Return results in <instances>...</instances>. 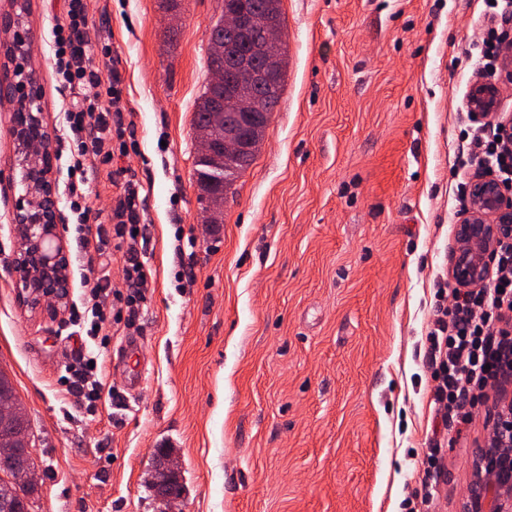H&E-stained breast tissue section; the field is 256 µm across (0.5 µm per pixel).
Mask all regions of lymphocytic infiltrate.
<instances>
[{
	"instance_id": "lymphocytic-infiltrate-1",
	"label": "lymphocytic infiltrate",
	"mask_w": 512,
	"mask_h": 512,
	"mask_svg": "<svg viewBox=\"0 0 512 512\" xmlns=\"http://www.w3.org/2000/svg\"><path fill=\"white\" fill-rule=\"evenodd\" d=\"M66 18L52 29L53 69L59 82L78 87L82 97L64 111L70 137L57 156L65 160L71 214V231L86 251L108 260L113 250L124 253V291L113 290L105 272L81 269L83 300L72 305L69 319L87 337L85 354L66 365L65 392L79 405L95 410L105 399L118 398L117 388L107 384L99 352L110 342L115 304L125 308L127 325H134L146 301L152 274L138 248L145 239L144 187L135 178L120 182V194L109 225L95 224L88 189L89 159L125 157L137 152L126 135V110L121 73L116 65L97 57L89 46V15L85 0H66ZM470 148L458 159L459 166L488 165L512 180V150L499 138L498 128L478 127L466 133ZM434 319L426 333L425 361L433 368L437 384L431 401L442 426L467 420L474 392L484 391L507 372V353L512 350V245L501 247L496 268L481 287L437 288Z\"/></svg>"
}]
</instances>
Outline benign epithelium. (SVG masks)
I'll use <instances>...</instances> for the list:
<instances>
[{
    "instance_id": "1",
    "label": "benign epithelium",
    "mask_w": 512,
    "mask_h": 512,
    "mask_svg": "<svg viewBox=\"0 0 512 512\" xmlns=\"http://www.w3.org/2000/svg\"><path fill=\"white\" fill-rule=\"evenodd\" d=\"M224 29L245 35L241 16L224 14ZM244 89L261 86L263 71L244 61L237 66ZM512 86V42L504 50L498 80L476 81L468 107L479 121L498 124L502 138L512 145V117L500 112L503 90ZM28 85L0 80V97L20 96L27 101L28 117L43 128L41 113L27 96ZM49 169L36 167L26 180L28 202H19L15 215L22 247L11 265L19 274L20 294L34 309L58 315L69 300V256L57 232V194ZM469 211L455 228V247L448 263V278L458 288L481 286L487 280L501 246L512 244V181L504 182L487 169L468 183ZM463 512H512V397L496 411L488 443L478 447Z\"/></svg>"
}]
</instances>
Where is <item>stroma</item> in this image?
I'll return each mask as SVG.
<instances>
[{"label": "stroma", "instance_id": "obj_1", "mask_svg": "<svg viewBox=\"0 0 512 512\" xmlns=\"http://www.w3.org/2000/svg\"><path fill=\"white\" fill-rule=\"evenodd\" d=\"M64 0H0L19 13L49 143L78 89L51 72ZM482 0H282L286 85L221 223L202 221L193 134L224 0H87L92 47L110 40L123 167L144 186L153 272L135 326H112L107 379L146 380L130 404L64 398L74 353L65 315L18 297L10 260L26 194L0 102V369L30 423L35 512H160L152 453L175 448L186 486L172 512H406L432 437L423 361L436 282L448 279L453 163L470 124ZM192 252L177 253V229ZM190 268L191 282L174 274ZM138 339L125 365L113 351ZM512 380L455 423L435 512H462L478 444Z\"/></svg>", "mask_w": 512, "mask_h": 512}]
</instances>
